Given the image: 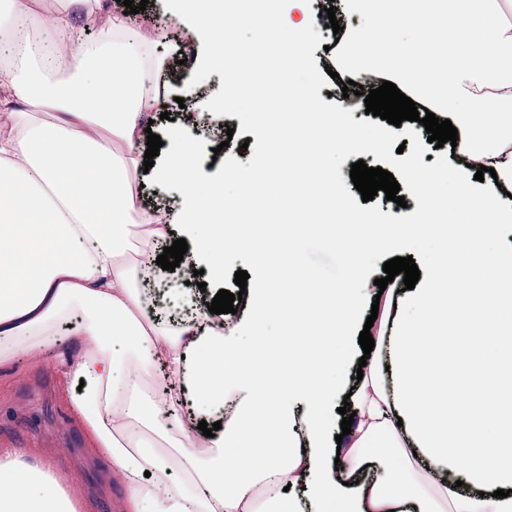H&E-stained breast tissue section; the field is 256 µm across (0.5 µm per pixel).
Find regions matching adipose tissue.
<instances>
[{"label":"adipose tissue","instance_id":"adipose-tissue-1","mask_svg":"<svg viewBox=\"0 0 512 512\" xmlns=\"http://www.w3.org/2000/svg\"><path fill=\"white\" fill-rule=\"evenodd\" d=\"M362 22L343 41L355 71L387 76L427 102L458 131L463 166L408 169L407 186L424 195L425 223L353 224L364 250L396 247L402 237L431 245L432 284L409 297L403 319L383 306L389 335L374 348L352 398L356 420L345 449L332 441L326 414L341 385L336 352L318 342L348 336L359 312L363 258L351 278L315 288L275 247L241 237L268 285L243 292L254 320L243 347L224 317L195 306L163 322L148 282L173 229L188 244L182 265L224 274V227L252 212L257 197H288L292 177L315 178L319 198L345 210L340 185L316 179L338 149L383 147L405 127L364 139L321 112L316 99L289 112L256 101L257 134L279 141L262 171H233L197 187V152L186 134L191 113L168 132V150L144 167L146 117L164 110L155 31L123 9L85 8L37 18L33 0H0V354L76 315L80 350L59 355L56 371L91 444L125 480L127 512H512V0H341ZM168 16L206 49V72L224 65V84L298 88L303 47L317 36L308 0H169ZM244 19L249 42L229 38ZM96 29V40L77 27ZM49 113L46 121L35 120ZM486 166L496 179L473 181ZM177 183L181 203L162 215L140 201L141 187ZM450 183L444 202L435 183ZM484 213L475 223L471 214ZM289 289H281V281ZM292 348L282 356L279 332ZM180 379L159 390L144 380L156 367ZM193 398L188 419L176 410ZM231 405L209 450L192 451L198 424ZM469 467L456 473L459 458ZM181 466L186 480L170 479ZM506 497H498V490ZM0 512H80L49 464L31 466L0 448Z\"/></svg>","mask_w":512,"mask_h":512}]
</instances>
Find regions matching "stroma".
<instances>
[{"mask_svg": "<svg viewBox=\"0 0 512 512\" xmlns=\"http://www.w3.org/2000/svg\"><path fill=\"white\" fill-rule=\"evenodd\" d=\"M333 31L319 28L316 39L304 46L307 68L301 77L300 88L313 92L325 111L334 113L346 126L358 130L364 137H373L386 128L380 117L367 114L363 98H344L337 79L327 69L335 65L336 53L330 48ZM160 52L164 58L163 80L165 95L170 99L168 118L152 113L153 132L166 135L178 118L180 109L174 106V97L191 92L198 111L207 113L210 131L194 136L201 154L198 179L200 190H208L215 182H223L226 193H233L235 185L229 180L231 170L251 166L260 167L272 148L270 137L255 134L252 107L253 93L241 88L229 93L224 89V71L216 68L204 77H197L196 57L200 48L193 44L177 27L162 34ZM234 134L228 147H221L218 134L225 128ZM364 161L370 167H382L403 181L407 167L423 172H434L456 164L451 146L441 148L429 143L428 135L418 122H410L405 140L387 142L376 152L348 151L328 162L324 171L327 178L342 183L347 191L348 211L361 218L374 214L379 223H413L422 210L419 193L405 194V206L387 200L378 193L373 200L363 201L351 178L352 163ZM303 222L293 229L291 253L308 271L317 287H336L349 279L345 245H332L325 228L331 214L324 208L310 185L299 189ZM224 280L208 283L210 294L225 289L238 293L235 273L247 271L248 287H266V272L256 267L240 244L225 245ZM430 246L422 241L404 239L397 249L382 248L364 256L363 279L370 294H377L374 281L383 277L384 262L394 257H412L419 270H426ZM0 448L18 449L31 463L46 462L58 480L82 501L84 512H124V478L111 462L99 456L90 447L82 425L72 414L62 395L51 356L34 357L24 349H16L8 363L0 365Z\"/></svg>", "mask_w": 512, "mask_h": 512, "instance_id": "35a3bbf8", "label": "stroma"}]
</instances>
